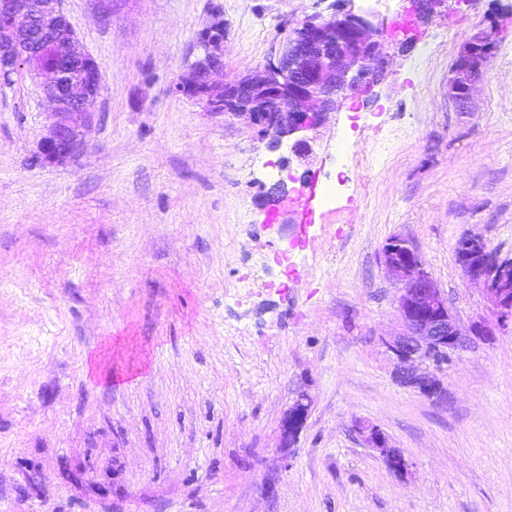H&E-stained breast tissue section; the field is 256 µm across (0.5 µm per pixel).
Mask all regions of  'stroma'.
<instances>
[{
	"label": "stroma",
	"mask_w": 512,
	"mask_h": 512,
	"mask_svg": "<svg viewBox=\"0 0 512 512\" xmlns=\"http://www.w3.org/2000/svg\"><path fill=\"white\" fill-rule=\"evenodd\" d=\"M340 6L371 16L386 59L317 128L309 165L174 93L214 18L229 82ZM409 8L64 0L102 74L82 151L44 163L39 85L24 71L0 82V512H512V320L455 255L471 233L512 258V0H445L412 39L391 31ZM483 26L495 55L461 112L450 67ZM307 170L334 206L268 223L270 183L296 192ZM395 237L462 329L494 332L423 364L439 400L402 383L386 347L404 331L380 260ZM252 268L274 289L228 296ZM304 393L287 450L281 422ZM359 430L366 443L371 448H376L386 462L398 469L404 468L405 464L401 455L392 447L389 438L381 430L369 425H363L359 427Z\"/></svg>",
	"instance_id": "1"
}]
</instances>
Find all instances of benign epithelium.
<instances>
[{"mask_svg": "<svg viewBox=\"0 0 512 512\" xmlns=\"http://www.w3.org/2000/svg\"><path fill=\"white\" fill-rule=\"evenodd\" d=\"M63 0H0V79L8 81L26 70L40 81L51 104L53 122L41 142V158L63 164L83 145L93 121L90 106L97 99L102 77L94 58L81 45L62 9ZM371 21L346 11L315 14L293 28L278 57L259 70L228 83L211 80L223 66L224 32L219 23L202 30L196 39L197 59L174 90L193 98L208 112L247 119L258 140L271 151L288 148V156L307 161L314 155L308 132L325 123L336 111L339 95L369 83L384 63V43L373 39ZM496 48L493 28H482L466 40L450 69L448 100L460 110L486 75ZM458 264L464 275L483 286L493 313L512 319V259H499L481 236L460 237ZM382 261L400 285L398 310L406 333L386 342L398 374L429 397L444 392L426 375L415 372L417 363L441 362L463 342L459 327L417 248L393 238L382 250ZM310 411L301 395L282 424V447L294 445ZM366 443L399 469L404 461L379 429L359 427Z\"/></svg>", "mask_w": 512, "mask_h": 512, "instance_id": "7a95c632", "label": "benign epithelium"}]
</instances>
